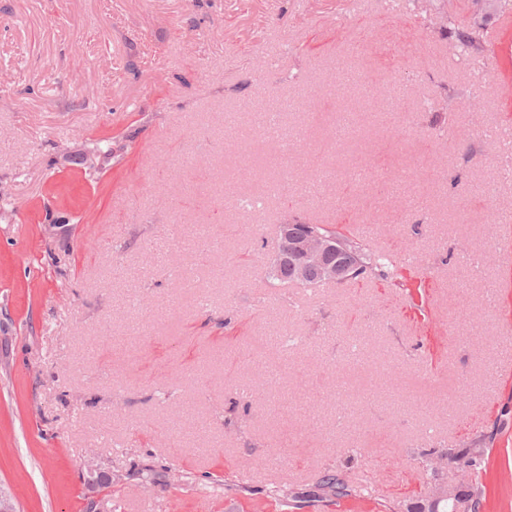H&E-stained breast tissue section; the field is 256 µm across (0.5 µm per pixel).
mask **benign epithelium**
Listing matches in <instances>:
<instances>
[{
	"instance_id": "benign-epithelium-1",
	"label": "benign epithelium",
	"mask_w": 512,
	"mask_h": 512,
	"mask_svg": "<svg viewBox=\"0 0 512 512\" xmlns=\"http://www.w3.org/2000/svg\"><path fill=\"white\" fill-rule=\"evenodd\" d=\"M348 243L339 236L324 235L310 224L278 225L273 267L288 269L297 277H315L323 282L341 283L350 277L358 263L349 257Z\"/></svg>"
}]
</instances>
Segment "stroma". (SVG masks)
I'll list each match as a JSON object with an SVG mask.
<instances>
[{
    "instance_id": "1",
    "label": "stroma",
    "mask_w": 512,
    "mask_h": 512,
    "mask_svg": "<svg viewBox=\"0 0 512 512\" xmlns=\"http://www.w3.org/2000/svg\"><path fill=\"white\" fill-rule=\"evenodd\" d=\"M510 156L512 22L474 0H0V492L512 512ZM293 219L393 273L271 285ZM477 443L471 476L427 471ZM339 470L352 494H319Z\"/></svg>"
}]
</instances>
